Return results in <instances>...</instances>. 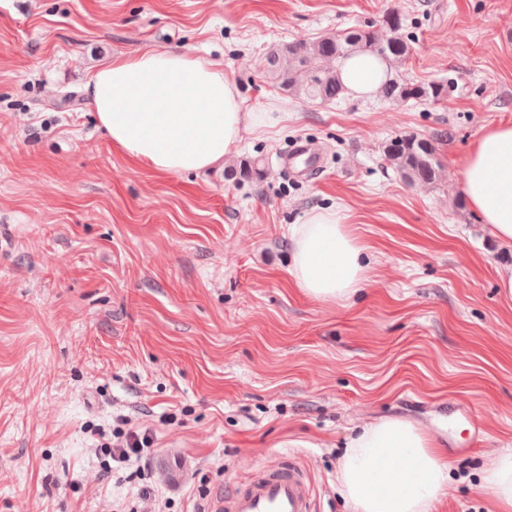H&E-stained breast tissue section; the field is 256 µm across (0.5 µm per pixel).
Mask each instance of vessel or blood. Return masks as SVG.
Wrapping results in <instances>:
<instances>
[{"instance_id": "1", "label": "vessel or blood", "mask_w": 512, "mask_h": 512, "mask_svg": "<svg viewBox=\"0 0 512 512\" xmlns=\"http://www.w3.org/2000/svg\"><path fill=\"white\" fill-rule=\"evenodd\" d=\"M288 175L300 177L321 168L322 156L312 144L296 142L282 154ZM208 512H315L311 484L294 461H281L256 469L246 480L216 493Z\"/></svg>"}]
</instances>
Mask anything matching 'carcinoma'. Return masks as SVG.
<instances>
[{
	"label": "carcinoma",
	"mask_w": 512,
	"mask_h": 512,
	"mask_svg": "<svg viewBox=\"0 0 512 512\" xmlns=\"http://www.w3.org/2000/svg\"><path fill=\"white\" fill-rule=\"evenodd\" d=\"M402 14L391 10L382 19V31L355 28L342 34L315 39H295L273 50L268 57V73L272 80L296 98L334 102L342 99L345 89L336 64L360 52L379 56L398 68L410 55V46L400 33ZM323 62L319 70L307 69L311 59ZM448 93V84L417 83L401 75L386 82L381 96L391 102L438 101ZM448 138L440 133L432 138L412 134L392 138L384 147V159L410 183L430 184L438 169L436 144Z\"/></svg>",
	"instance_id": "obj_1"
}]
</instances>
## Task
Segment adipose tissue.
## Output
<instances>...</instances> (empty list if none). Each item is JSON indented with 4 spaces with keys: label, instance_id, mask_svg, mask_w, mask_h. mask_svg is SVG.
Returning a JSON list of instances; mask_svg holds the SVG:
<instances>
[{
    "label": "adipose tissue",
    "instance_id": "ef3b65f1",
    "mask_svg": "<svg viewBox=\"0 0 512 512\" xmlns=\"http://www.w3.org/2000/svg\"><path fill=\"white\" fill-rule=\"evenodd\" d=\"M347 92L374 94L390 68L353 54L338 67ZM84 93L114 149L160 174L202 173L237 151L244 131L274 124L249 111L221 62L171 51L120 53L98 69ZM472 211L512 249V124L487 128L461 162ZM295 284L323 302L365 288L364 248L336 210L311 212L292 231ZM452 462L423 429L403 419L365 425L346 444L336 478L351 512H430L448 494ZM500 512H512V448L484 468Z\"/></svg>",
    "mask_w": 512,
    "mask_h": 512
}]
</instances>
